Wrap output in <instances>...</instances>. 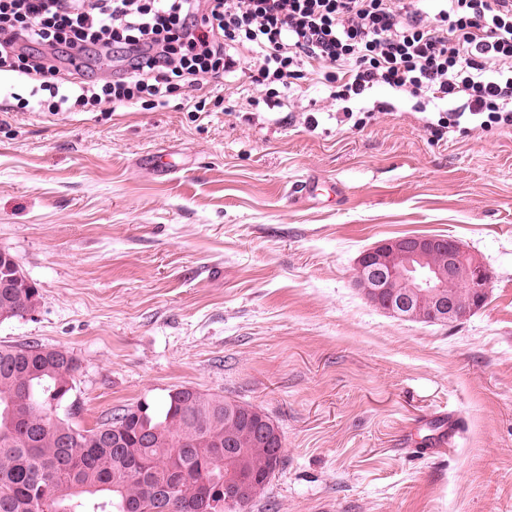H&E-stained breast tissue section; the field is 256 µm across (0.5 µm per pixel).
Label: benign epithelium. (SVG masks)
Segmentation results:
<instances>
[{"instance_id": "obj_1", "label": "benign epithelium", "mask_w": 512, "mask_h": 512, "mask_svg": "<svg viewBox=\"0 0 512 512\" xmlns=\"http://www.w3.org/2000/svg\"><path fill=\"white\" fill-rule=\"evenodd\" d=\"M355 283L367 299L405 321L459 322L485 303L492 275L461 242L441 237L387 239L363 251ZM266 482L244 472L224 475V503L250 504Z\"/></svg>"}]
</instances>
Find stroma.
Returning a JSON list of instances; mask_svg holds the SVG:
<instances>
[{"label": "stroma", "mask_w": 512, "mask_h": 512, "mask_svg": "<svg viewBox=\"0 0 512 512\" xmlns=\"http://www.w3.org/2000/svg\"><path fill=\"white\" fill-rule=\"evenodd\" d=\"M260 94L0 112V249L40 294L0 344L78 359L83 428L177 388L267 414L284 463L247 512H512V129L436 142L383 88L361 104L394 111L361 130L315 81L288 108L247 105ZM309 177L319 197L291 198ZM412 235L479 255L484 307L446 324L371 304L357 257ZM443 412L461 430L437 454Z\"/></svg>", "instance_id": "1"}]
</instances>
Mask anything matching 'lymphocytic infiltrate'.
<instances>
[{"label":"lymphocytic infiltrate","mask_w":512,"mask_h":512,"mask_svg":"<svg viewBox=\"0 0 512 512\" xmlns=\"http://www.w3.org/2000/svg\"><path fill=\"white\" fill-rule=\"evenodd\" d=\"M308 73L345 104L373 87L432 102L436 139L511 128L512 0H0V76L30 86L16 112L155 109L229 76L279 108Z\"/></svg>","instance_id":"f902f5d3"}]
</instances>
